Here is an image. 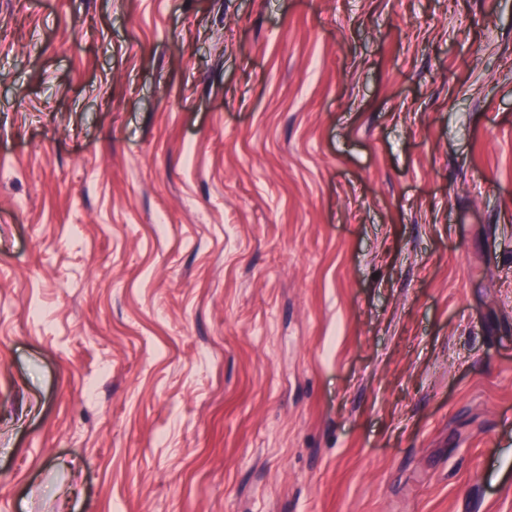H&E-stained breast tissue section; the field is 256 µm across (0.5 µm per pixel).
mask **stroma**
Masks as SVG:
<instances>
[{
    "instance_id": "1",
    "label": "stroma",
    "mask_w": 512,
    "mask_h": 512,
    "mask_svg": "<svg viewBox=\"0 0 512 512\" xmlns=\"http://www.w3.org/2000/svg\"><path fill=\"white\" fill-rule=\"evenodd\" d=\"M0 512H512V0H0Z\"/></svg>"
}]
</instances>
